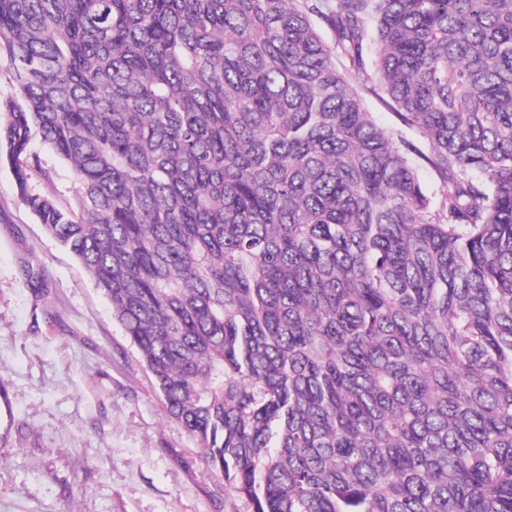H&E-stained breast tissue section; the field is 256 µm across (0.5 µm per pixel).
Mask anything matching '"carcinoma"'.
<instances>
[{"mask_svg": "<svg viewBox=\"0 0 512 512\" xmlns=\"http://www.w3.org/2000/svg\"><path fill=\"white\" fill-rule=\"evenodd\" d=\"M3 66L19 202L209 475L252 512H512V0H0ZM360 91L365 99L366 106L368 107L369 111L372 112L378 124L389 130L397 129L402 136L412 140L421 148H425L426 141L417 130H412L400 126L394 113L387 106H385L374 94L364 89H361ZM32 149L39 152L45 167L53 170V184L43 180V177L39 173H33L31 178V185L38 191H55L58 195L59 202L64 203L69 198V190L72 187L73 175L68 166L57 159L52 153H50L38 140H34Z\"/></svg>", "mask_w": 512, "mask_h": 512, "instance_id": "cac0c4a2", "label": "carcinoma"}]
</instances>
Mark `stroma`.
Listing matches in <instances>:
<instances>
[{
    "instance_id": "obj_1",
    "label": "stroma",
    "mask_w": 512,
    "mask_h": 512,
    "mask_svg": "<svg viewBox=\"0 0 512 512\" xmlns=\"http://www.w3.org/2000/svg\"><path fill=\"white\" fill-rule=\"evenodd\" d=\"M45 280L38 290L31 277ZM0 512H251L0 165Z\"/></svg>"
}]
</instances>
